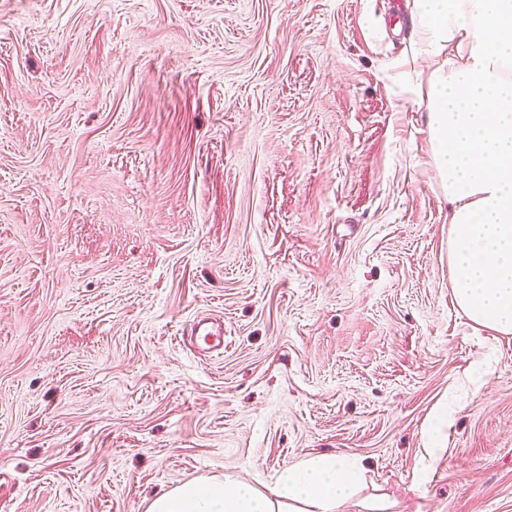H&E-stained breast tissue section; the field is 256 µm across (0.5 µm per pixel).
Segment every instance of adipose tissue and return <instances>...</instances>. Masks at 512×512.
I'll list each match as a JSON object with an SVG mask.
<instances>
[{
    "label": "adipose tissue",
    "instance_id": "ef3b65f1",
    "mask_svg": "<svg viewBox=\"0 0 512 512\" xmlns=\"http://www.w3.org/2000/svg\"><path fill=\"white\" fill-rule=\"evenodd\" d=\"M416 43L397 80L425 77L431 157L448 197L454 297L479 327L512 334V0H414ZM453 56H445L446 48ZM355 458L319 455L273 484L217 477L155 496L146 512H401L378 491L358 496Z\"/></svg>",
    "mask_w": 512,
    "mask_h": 512
}]
</instances>
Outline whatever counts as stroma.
Here are the masks:
<instances>
[{
    "label": "stroma",
    "instance_id": "stroma-1",
    "mask_svg": "<svg viewBox=\"0 0 512 512\" xmlns=\"http://www.w3.org/2000/svg\"><path fill=\"white\" fill-rule=\"evenodd\" d=\"M412 3L0 0V512L318 454L405 512H512V335L454 302L392 79ZM224 330L221 324L202 318L190 326L191 338L196 337L208 345L209 350H221L224 348Z\"/></svg>",
    "mask_w": 512,
    "mask_h": 512
}]
</instances>
